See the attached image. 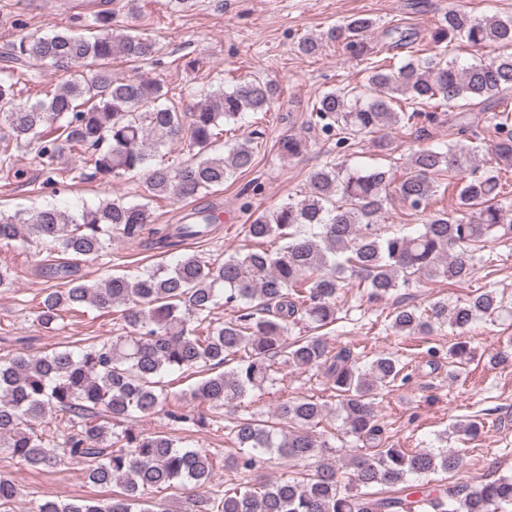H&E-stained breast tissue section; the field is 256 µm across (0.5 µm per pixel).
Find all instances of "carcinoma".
I'll use <instances>...</instances> for the list:
<instances>
[{
  "mask_svg": "<svg viewBox=\"0 0 512 512\" xmlns=\"http://www.w3.org/2000/svg\"><path fill=\"white\" fill-rule=\"evenodd\" d=\"M113 17L110 9L98 11L89 23L91 36L64 31L12 44L8 57L16 63L83 67L89 75L44 91L34 103L22 102L14 83L0 80V138L34 149L43 163L40 191L54 192L64 182L65 172L53 163L69 151L83 158L86 179L107 183L119 175H144L143 201H103L79 213L56 207L0 210V243H34L50 256L96 258L113 237L135 240L153 223L150 202L197 200L252 168L255 131L220 155L208 150L223 126L238 122L244 111H269L273 85L251 79L209 91L187 116L167 104L160 82L112 77V60L153 62L158 53L132 26L112 33ZM374 25L369 17H355L298 42L304 55L318 53L324 41L342 42L365 62L363 90L331 89L313 106L312 119L327 138H336V147L346 148L359 135L412 126L420 117L430 120L432 115L420 110L430 101L450 108L482 106L494 113L496 139L419 149L410 158V171L399 176L377 166L348 169L333 159L325 162L309 173L297 203L256 211L245 225L246 238L255 243L284 242L273 251L247 247L213 261L183 254L172 265L159 263L101 283L73 279L68 262L45 265V274L67 288L46 289L35 311L41 329H56L64 313L86 304L101 312L117 310L123 324L122 332L91 343L0 356V450L31 466L80 458L88 480L110 489L99 499L37 501L31 512H170L164 500L144 502L145 490L188 488L194 492L181 500V512H512V475L474 487L438 483L415 497L410 481L457 472L460 453L390 444L378 424L377 400L384 389L409 379L398 354L381 353L361 365L349 350L330 349L318 334L338 320V300L353 281L368 288L373 301L413 279L465 283L476 273L483 243L512 233L499 176L492 171L474 176L482 155L512 167V115L500 109L512 95V53L459 65L443 48L396 67L373 55L367 36ZM464 40L512 46V16L440 14L435 43ZM184 138L187 159L151 163L158 148ZM444 173L457 177L455 210L433 211L411 234L377 232L390 193L425 211L436 203V177ZM215 210L212 203L193 207L184 222L155 231L156 245L175 247L208 236ZM220 302L234 311L222 322L212 316ZM501 317H512V308L497 292L484 290L460 304L446 299L423 309L400 304L390 315V328L429 336L449 327L460 338L448 350L451 375L458 377L475 358L464 335L481 319ZM300 322L310 334L288 339ZM231 360L236 365L224 369ZM489 362L512 367V336L504 337ZM200 368L210 376L192 394L212 408L229 409L226 421L237 449L231 464L240 483L224 491L212 489L214 465L203 452L179 448L164 432L112 431L115 422L160 411L182 426L205 425L194 410L169 405L171 393L162 381L170 371ZM290 368L317 370L336 392L345 433L371 448L352 459L348 476L338 475L328 457L331 445L317 431L327 409L316 398H283L266 415L237 413L254 394L284 385ZM59 413L67 417L61 434L34 429ZM284 457L312 459L313 470L301 479H263L261 470ZM378 486L389 495H378ZM18 495L15 482L0 476V512H11Z\"/></svg>",
  "mask_w": 512,
  "mask_h": 512,
  "instance_id": "cac0c4a2",
  "label": "carcinoma"
}]
</instances>
